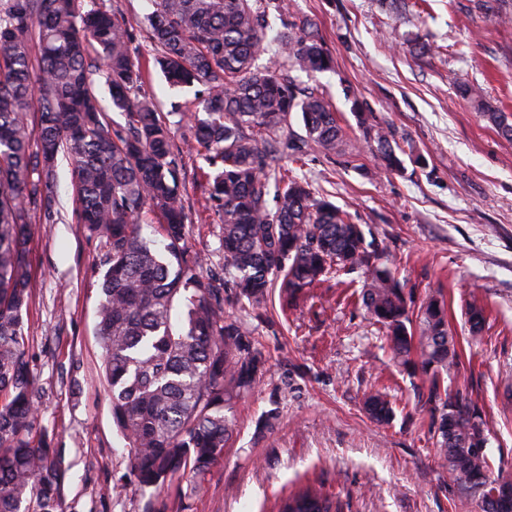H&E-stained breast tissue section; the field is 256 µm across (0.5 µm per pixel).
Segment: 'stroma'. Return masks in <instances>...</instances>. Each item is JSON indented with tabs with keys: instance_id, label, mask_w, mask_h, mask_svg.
I'll return each instance as SVG.
<instances>
[{
	"instance_id": "1",
	"label": "stroma",
	"mask_w": 512,
	"mask_h": 512,
	"mask_svg": "<svg viewBox=\"0 0 512 512\" xmlns=\"http://www.w3.org/2000/svg\"><path fill=\"white\" fill-rule=\"evenodd\" d=\"M297 16L315 21L333 71L297 74L335 105L349 137H358L345 99L354 90L367 111L389 122L426 160L425 168L370 177L367 150L325 156L304 167L385 245L390 265L416 298L443 294L464 361L449 388L472 390L492 426L494 472L512 475V142L503 139L458 93L480 86L512 116V24L485 13L482 0H418L412 20L382 0H293ZM436 44L413 54L408 40ZM64 219L43 225L30 244L32 300L27 326L41 423L57 438L69 468L67 512H146L149 492L129 485L103 494L127 471L128 452L112 422L95 335L104 251L78 224L67 162L59 164ZM187 244L220 270L221 228L205 207V190L187 167ZM478 301L490 317L472 343L464 310ZM267 359L255 392L234 407L224 460L187 503L170 512H271L277 496L310 480L340 497L348 512H479L458 498L430 452L426 423L396 415L372 421L362 403L371 385L398 403L415 400L413 381L379 348L378 328L345 299L338 278L318 288L293 314L271 298L264 320H248ZM277 410L273 428L259 420Z\"/></svg>"
}]
</instances>
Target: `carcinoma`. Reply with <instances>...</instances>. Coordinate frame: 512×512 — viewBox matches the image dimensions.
<instances>
[{"label":"carcinoma","instance_id":"cac0c4a2","mask_svg":"<svg viewBox=\"0 0 512 512\" xmlns=\"http://www.w3.org/2000/svg\"><path fill=\"white\" fill-rule=\"evenodd\" d=\"M151 2L148 60L106 0H0V512H65L68 469L40 421L24 320L30 244L40 225L62 220L61 157L77 222L104 250L95 334L112 422L131 450L121 481L151 490L146 512H168L173 487L183 500L200 491L224 459L234 403L258 386L266 363L244 318H262L275 289L291 312L330 276L355 270L365 273L357 301L382 329V347L421 381L409 416L428 422L448 486L479 500L481 512H512L494 500L499 477L476 452L491 435L482 406L468 388L445 385L462 358L443 300L415 301L383 243L288 167L347 145L329 99L291 76L335 68L316 24L295 16L291 0ZM272 13L287 18L282 28ZM264 56L274 66L259 65ZM151 66L170 88L195 89L179 116L221 224L218 275L186 244V153L144 88ZM458 93L512 141V122L479 87ZM347 100L361 132L355 148L375 152L389 172L407 159L423 164L355 92ZM294 113L305 132L298 142L288 138ZM230 298L244 316L226 314ZM486 320L483 305H469L472 339ZM395 408L380 390L365 394L374 420L391 421ZM344 508L308 481L274 502V512Z\"/></svg>","mask_w":512,"mask_h":512}]
</instances>
